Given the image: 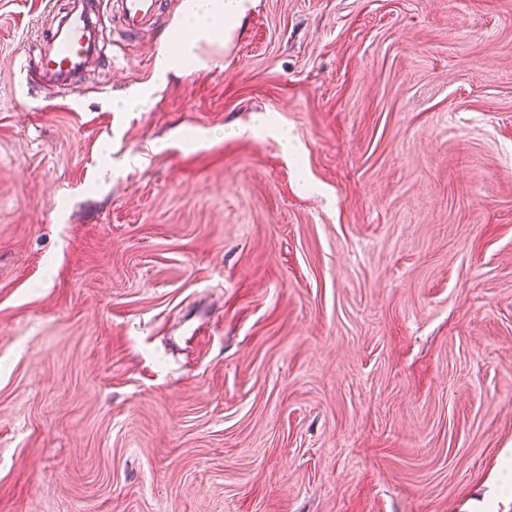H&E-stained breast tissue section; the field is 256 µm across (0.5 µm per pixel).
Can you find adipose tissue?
Listing matches in <instances>:
<instances>
[{
  "mask_svg": "<svg viewBox=\"0 0 512 512\" xmlns=\"http://www.w3.org/2000/svg\"><path fill=\"white\" fill-rule=\"evenodd\" d=\"M256 5L257 0H182L174 33L157 57L152 84L113 100V111L138 110L149 101L156 85L165 83L168 74H183L187 64L200 62L202 47L229 44Z\"/></svg>",
  "mask_w": 512,
  "mask_h": 512,
  "instance_id": "obj_1",
  "label": "adipose tissue"
}]
</instances>
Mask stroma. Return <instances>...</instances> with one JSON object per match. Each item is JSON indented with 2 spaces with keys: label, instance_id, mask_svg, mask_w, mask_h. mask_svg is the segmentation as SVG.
<instances>
[{
  "label": "stroma",
  "instance_id": "stroma-1",
  "mask_svg": "<svg viewBox=\"0 0 512 512\" xmlns=\"http://www.w3.org/2000/svg\"><path fill=\"white\" fill-rule=\"evenodd\" d=\"M180 3L31 91L0 0V512H512V0H258L113 111Z\"/></svg>",
  "mask_w": 512,
  "mask_h": 512
}]
</instances>
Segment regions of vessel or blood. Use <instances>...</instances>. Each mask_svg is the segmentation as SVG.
<instances>
[{
  "label": "vessel or blood",
  "instance_id": "obj_1",
  "mask_svg": "<svg viewBox=\"0 0 512 512\" xmlns=\"http://www.w3.org/2000/svg\"><path fill=\"white\" fill-rule=\"evenodd\" d=\"M52 22L37 28L34 55H23L21 68L36 85L69 86L90 69L112 66L99 38L102 13L116 18L123 34L134 35L156 24L161 0H46Z\"/></svg>",
  "mask_w": 512,
  "mask_h": 512
}]
</instances>
